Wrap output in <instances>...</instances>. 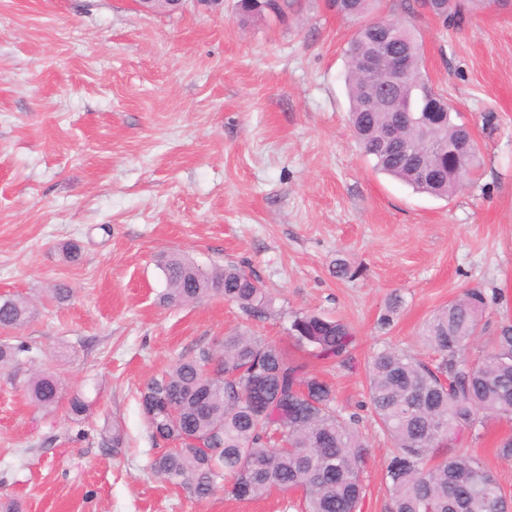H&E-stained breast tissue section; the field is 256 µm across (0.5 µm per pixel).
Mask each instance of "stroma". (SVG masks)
<instances>
[{"mask_svg": "<svg viewBox=\"0 0 512 512\" xmlns=\"http://www.w3.org/2000/svg\"><path fill=\"white\" fill-rule=\"evenodd\" d=\"M234 5L148 15L135 0H0V295L32 300L18 334L62 388L42 410L24 392L28 362L0 371V497L23 512H297L288 491L197 501L155 476L140 392L235 333L302 358L288 334L302 313L353 329L354 369L314 358L309 368L357 418L361 512H389L372 355L397 346L435 362L420 329L469 288L487 299L470 356L512 323V10L473 11L458 28L407 19L430 84L477 144L471 182L443 199L363 155L348 121L352 22L302 0L286 24L243 27ZM66 244L77 261L63 258ZM164 253L254 271L270 316L247 319L220 296L162 303ZM394 296L401 306L382 326ZM76 394L89 405L78 418ZM115 426L122 447L104 446ZM508 438L512 422L490 420L458 446L512 499V459L496 450Z\"/></svg>", "mask_w": 512, "mask_h": 512, "instance_id": "obj_1", "label": "stroma"}]
</instances>
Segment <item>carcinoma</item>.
<instances>
[{
	"instance_id": "carcinoma-1",
	"label": "carcinoma",
	"mask_w": 512,
	"mask_h": 512,
	"mask_svg": "<svg viewBox=\"0 0 512 512\" xmlns=\"http://www.w3.org/2000/svg\"><path fill=\"white\" fill-rule=\"evenodd\" d=\"M378 0H341L336 12L357 24L347 49L349 119L363 153L375 168L418 193L449 197L464 183L462 168L475 170L473 138L452 121L448 106L423 74L422 47L404 23H387L400 35L398 49L409 60L412 83L398 96L410 103L425 125L400 120L390 110L384 70L367 72L359 57L375 51L381 30ZM485 0H397L393 10L429 14L447 26L464 22L467 5ZM300 0H238L240 22L287 21ZM166 280L163 301L183 304L220 295L254 320L270 314L272 298L260 279L236 265L199 273L188 258L161 262ZM486 298L468 289L439 309L424 325L421 339L440 356L436 365L408 350L385 347L369 365V405L393 441L386 466L391 512H502L496 478L465 452L424 463L442 437L456 440L487 419L512 420V325L500 328L490 347L472 360L466 350L478 333ZM34 315L22 296H0V327L21 328ZM296 342L315 356L348 367L353 332L344 321L316 313L296 315L289 326ZM38 363L26 341L0 342V368ZM61 384L50 371L27 381L30 402L49 410ZM140 404L155 441L172 444L152 463L153 471L203 500L222 488L239 500L260 499L274 489L301 492V512H358L366 489L365 443L353 422L336 413L331 385L288 360L259 336H226L221 354L202 350L183 357L152 378Z\"/></svg>"
}]
</instances>
